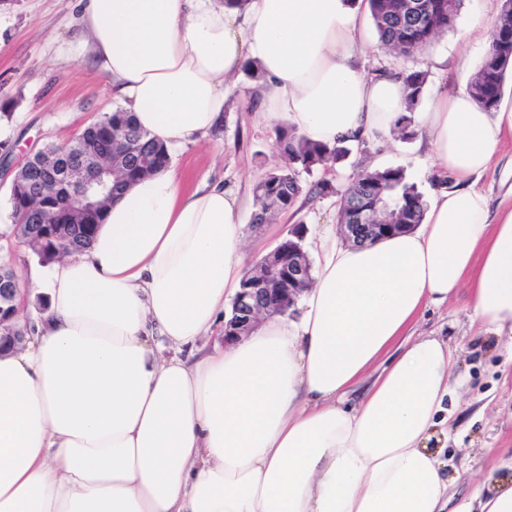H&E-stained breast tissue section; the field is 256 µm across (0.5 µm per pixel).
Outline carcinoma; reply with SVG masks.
Returning <instances> with one entry per match:
<instances>
[{
    "label": "carcinoma",
    "mask_w": 512,
    "mask_h": 512,
    "mask_svg": "<svg viewBox=\"0 0 512 512\" xmlns=\"http://www.w3.org/2000/svg\"><path fill=\"white\" fill-rule=\"evenodd\" d=\"M379 43L389 54L411 57L440 35L454 28L448 24V0H364ZM512 63V24L509 29L498 25L494 28L484 59L470 81V90L476 101L487 111L496 108L504 91L505 76ZM405 87V109L395 123L394 132L402 139L415 136L411 113L423 98L427 84V73L411 69L397 74ZM131 134L140 145V154L150 158L145 169H125L124 162L113 155L112 176L107 178L110 192L98 201L93 224L102 220L105 203L123 187L132 184L153 171L161 170L172 163L169 148L150 138L134 122L130 113L121 108L101 115L80 134L79 141L88 149L100 150L107 139ZM356 143L365 144L357 136L343 137L333 143L309 139L288 126L275 130V146L284 159V166L268 170L254 185V211L250 223L269 224L281 213L295 208L300 198L310 201L315 198H336L337 223H352V210L362 204L373 206L377 220L382 224H411L423 222L426 205L415 184L407 180L404 168L383 169L360 168L350 181L340 185L333 174L343 166L352 154ZM321 173V177L304 185L302 175ZM39 207L57 215L70 208L67 199L56 187L49 188L40 199L10 197L11 224H25L30 229L28 237L33 239L29 247L43 262L53 261L52 243L39 241L45 235L43 225L31 216L32 209ZM95 229L80 224L73 232V249L89 247Z\"/></svg>",
    "instance_id": "obj_1"
}]
</instances>
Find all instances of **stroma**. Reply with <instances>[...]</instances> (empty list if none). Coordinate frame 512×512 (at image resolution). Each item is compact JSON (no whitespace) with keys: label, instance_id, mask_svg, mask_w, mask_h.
Masks as SVG:
<instances>
[{"label":"stroma","instance_id":"1","mask_svg":"<svg viewBox=\"0 0 512 512\" xmlns=\"http://www.w3.org/2000/svg\"><path fill=\"white\" fill-rule=\"evenodd\" d=\"M503 5L504 0H464L455 29L410 58L387 55L375 29H368L356 63L371 77L409 69L427 71L422 101L430 103L438 94L469 83L487 45L481 34H473L471 55L463 62L457 37L476 13L497 21ZM0 107L5 110L0 117L1 229L8 220L10 182L25 155L71 140L113 109L105 76L80 45L69 0H0ZM274 129L260 109L247 102H231L222 128L202 141L174 148L172 164L193 184L223 180L237 191L244 215H251L255 182L277 165ZM426 151L427 143L419 135L392 144L371 141L365 151L352 154L339 176L348 178L361 165L400 166L428 197L445 179L429 168ZM476 182L491 205H498L506 184L512 183V142L501 146L491 167ZM300 221L308 227L307 244H314L317 230L336 221L334 199H317L300 211L278 215L271 223L247 226L251 257L269 253L290 225ZM0 252L8 256L25 292L23 318L33 321L44 309L43 296L29 276L39 259L31 250H20L10 236H0ZM412 335L447 341L464 375L466 388L454 411L457 430L436 434L430 442L448 464L450 492L458 503L470 498L479 479L512 477V338L493 336L473 323L465 290L448 304L425 312L414 324Z\"/></svg>","mask_w":512,"mask_h":512}]
</instances>
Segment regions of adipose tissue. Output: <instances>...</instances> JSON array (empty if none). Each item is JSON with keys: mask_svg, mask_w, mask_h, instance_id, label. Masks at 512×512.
<instances>
[{"mask_svg": "<svg viewBox=\"0 0 512 512\" xmlns=\"http://www.w3.org/2000/svg\"><path fill=\"white\" fill-rule=\"evenodd\" d=\"M74 8L113 100L170 148L221 126L248 63L263 115L315 141L387 138L403 111L401 80L352 62L351 0ZM418 122L454 183L422 224L365 248L324 229L300 317L209 353L196 342L223 334L245 275L235 192L185 189L172 167L121 190L86 251L37 271L47 306L0 347V512H445L428 442L455 427L457 358L406 331L467 282L474 318L512 335V205L491 209L473 182L512 138V96L489 112L464 85ZM455 512H512V479H484Z\"/></svg>", "mask_w": 512, "mask_h": 512, "instance_id": "adipose-tissue-1", "label": "adipose tissue"}]
</instances>
